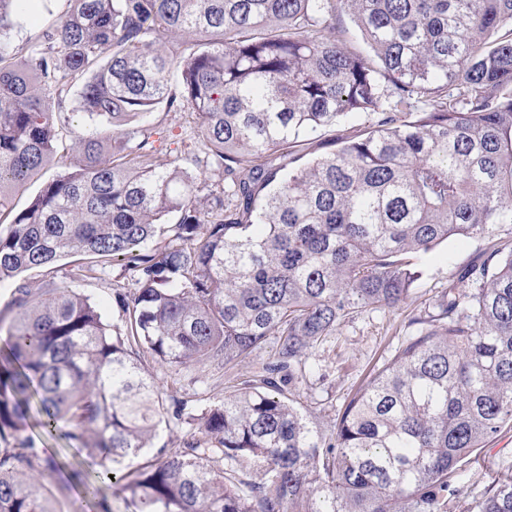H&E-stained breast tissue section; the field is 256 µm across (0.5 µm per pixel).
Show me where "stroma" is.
Returning <instances> with one entry per match:
<instances>
[{"label": "stroma", "instance_id": "1", "mask_svg": "<svg viewBox=\"0 0 512 512\" xmlns=\"http://www.w3.org/2000/svg\"><path fill=\"white\" fill-rule=\"evenodd\" d=\"M144 122L160 133L155 143L154 161L166 167L176 155V136L193 126L195 119L185 112L161 108L147 115ZM370 123L369 116L363 114L344 116L333 127L305 137L298 152L306 162L319 158L328 152L332 138L352 137ZM491 245V240L485 238H452L429 253L417 255L412 263L420 277L411 300L393 309L363 311L344 323L328 342L312 350L308 360L310 370L299 385L298 393L311 421L322 433H332L346 404L366 384L373 370L390 360L410 339L413 329L408 322L414 309L432 305L449 279L477 261ZM86 262V257L73 255L63 259L61 266L33 268L20 274L17 280L0 284V323L10 324L15 317L7 304L17 284L38 292L69 282L99 306L105 322L120 324L121 313L113 301V289L122 278L121 268L116 266L104 274L69 281L70 269ZM141 366L159 381L165 398L184 401L191 408L223 403L237 375L236 370L214 362L189 364L171 373L156 364L146 352L141 355ZM22 434L54 455L61 464L51 485L55 512H131L124 494L114 485L103 484L99 498L93 501L85 500L78 493L79 477L92 475L93 468L89 458L74 454L64 440L50 437L31 420L27 421ZM505 477H512V424L506 425L483 446L475 459L458 471L454 484L460 488L462 500L471 501L480 497L485 485Z\"/></svg>", "mask_w": 512, "mask_h": 512}]
</instances>
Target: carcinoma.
Masks as SVG:
<instances>
[{"instance_id": "1", "label": "carcinoma", "mask_w": 512, "mask_h": 512, "mask_svg": "<svg viewBox=\"0 0 512 512\" xmlns=\"http://www.w3.org/2000/svg\"><path fill=\"white\" fill-rule=\"evenodd\" d=\"M68 2L19 56L33 0H0V283L81 255L72 278L118 265L137 288L114 289L120 326L67 286L15 288L0 512H56V464L18 436L32 411L91 458L84 495L113 481L136 512H512V477L471 503L452 485L512 423V249L417 310L330 436L295 397L315 345L411 296L412 256L512 234V0ZM344 15L358 40L336 37ZM160 105L199 120L166 168L139 123ZM350 113L365 133L305 164L289 152ZM67 141L74 169L16 207ZM142 351L241 372L224 403L170 411ZM163 423L202 438L118 474ZM256 461L264 477L241 478Z\"/></svg>"}]
</instances>
